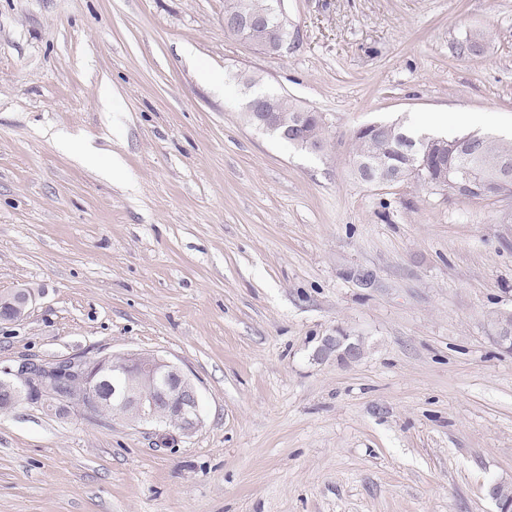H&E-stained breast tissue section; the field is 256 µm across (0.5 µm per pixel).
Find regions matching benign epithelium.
<instances>
[{"label": "benign epithelium", "instance_id": "7a95c632", "mask_svg": "<svg viewBox=\"0 0 512 512\" xmlns=\"http://www.w3.org/2000/svg\"><path fill=\"white\" fill-rule=\"evenodd\" d=\"M224 32L235 34L239 40L264 53H277L285 46L283 27L274 20V10L253 14L245 7L224 15ZM307 114H283L265 109L257 126L281 129V136L296 142L306 150L318 153L322 149L303 128ZM436 152L459 158L464 155V143L458 140L432 138L422 142L414 156L417 165L413 173L425 184L438 188L449 180L455 196L468 187L459 177L449 178L448 171L433 176L421 161L422 152ZM473 157L486 162L489 176L480 183L484 196L498 199L507 195L512 172L497 165L492 140ZM400 177L382 164L367 169L366 182L376 186L391 185ZM35 300L29 289L0 293V321L19 322L25 319ZM340 351L344 358L354 359L358 350L348 336H327L318 354L327 356ZM37 399L44 405L54 404L75 409L85 416L99 417L103 404L112 405V416L129 423L156 424L162 430L175 429L182 436H191L201 423L198 391L191 378L175 363L158 353L130 352L120 356L104 355L94 358L70 357L54 363L24 362L15 368L0 370V411L10 410L22 401Z\"/></svg>", "mask_w": 512, "mask_h": 512}]
</instances>
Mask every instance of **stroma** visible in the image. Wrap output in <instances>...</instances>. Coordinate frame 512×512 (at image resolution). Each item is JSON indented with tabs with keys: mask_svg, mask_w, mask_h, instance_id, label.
<instances>
[{
	"mask_svg": "<svg viewBox=\"0 0 512 512\" xmlns=\"http://www.w3.org/2000/svg\"><path fill=\"white\" fill-rule=\"evenodd\" d=\"M288 42L224 0H0V368L155 352L201 425L0 412V512H498L512 486V196L353 172L399 122L512 145V0H283ZM479 36L483 51L463 47ZM325 114L313 154L249 90ZM344 331L357 360L322 357ZM272 0H224V12L246 5L254 12H267ZM246 7L224 15V32L235 34L239 40L264 53H277L288 38L283 36L281 23L275 22V6L266 14H253ZM35 300L30 289H19L0 293V321L19 322L25 319Z\"/></svg>",
	"mask_w": 512,
	"mask_h": 512,
	"instance_id": "35a3bbf8",
	"label": "stroma"
}]
</instances>
